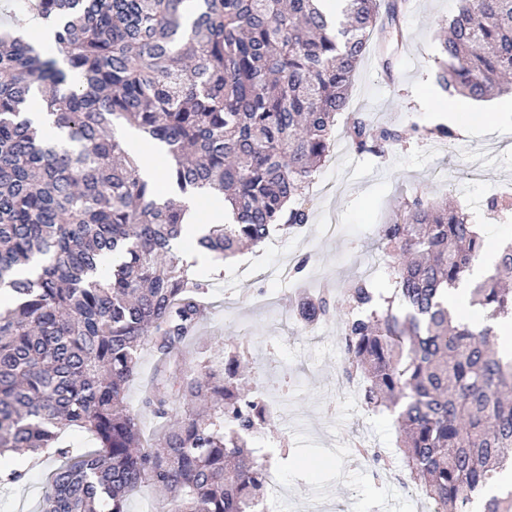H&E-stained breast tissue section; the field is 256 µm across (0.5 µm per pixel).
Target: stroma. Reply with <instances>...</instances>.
Instances as JSON below:
<instances>
[{"label":"stroma","mask_w":512,"mask_h":512,"mask_svg":"<svg viewBox=\"0 0 512 512\" xmlns=\"http://www.w3.org/2000/svg\"><path fill=\"white\" fill-rule=\"evenodd\" d=\"M456 12L457 0H411L399 15L402 45L389 44L366 57L355 74L349 114L405 131V143L382 157L361 152L349 142L344 122H337L330 159L310 192L309 224L225 261L221 275L205 265L195 269L208 286L209 308L185 357L193 360L203 352L220 360L232 339L243 341L250 388L269 387L274 414L254 445L274 460L283 488L281 512H385L390 502L397 512H418L412 485L385 481L377 464L355 453L359 439L395 453L397 428L394 415L366 412L341 386L345 311L301 332L288 315V301L323 285L342 294L364 275L376 288H389L393 257L380 246L379 228L420 194L453 197L479 224L487 250L497 251L512 237V210L487 207L512 181V122L476 127L466 139L419 134L447 123L456 104L434 79L440 39ZM328 224L338 226L336 237L325 235ZM283 265L293 267V274L285 280L272 276ZM155 363L153 352L143 351L128 389L129 409L147 437L156 422L143 412L141 400ZM19 463L29 475L0 489V512H38L58 466L53 459L35 463L19 454L0 458L4 468Z\"/></svg>","instance_id":"obj_1"}]
</instances>
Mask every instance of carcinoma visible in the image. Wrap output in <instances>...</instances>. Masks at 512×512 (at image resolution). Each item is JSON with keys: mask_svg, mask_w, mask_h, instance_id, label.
Here are the masks:
<instances>
[{"mask_svg": "<svg viewBox=\"0 0 512 512\" xmlns=\"http://www.w3.org/2000/svg\"><path fill=\"white\" fill-rule=\"evenodd\" d=\"M322 0H38L52 39L35 45L0 26V455L54 454L44 512H125L147 484L168 512H255L268 460L252 437L263 406L235 385L241 361L180 362L204 314L205 288L176 250L184 208L140 177L118 133L160 145L182 191L224 195L222 224L197 246L226 259L275 231L309 223L310 187L330 155L336 116L354 74L400 5L378 23L380 0H344L342 20ZM441 42L436 82L481 99L511 92L512 0H458ZM38 90L51 138L29 116ZM359 151L383 153L401 131L363 118ZM402 261L395 288L365 278L343 303L344 373L362 380L373 411L398 413V447L434 512H469L495 470L512 463V358L492 329L456 320L448 291L484 248L477 225L421 195L381 225ZM497 274L469 288V305L512 316V243ZM322 290L298 302V322L328 317ZM155 375L143 403L164 420L146 444L128 407L140 354ZM183 400L185 416L167 419ZM94 436L73 454L65 430ZM512 512V490L483 501Z\"/></svg>", "mask_w": 512, "mask_h": 512, "instance_id": "obj_1", "label": "carcinoma"}]
</instances>
